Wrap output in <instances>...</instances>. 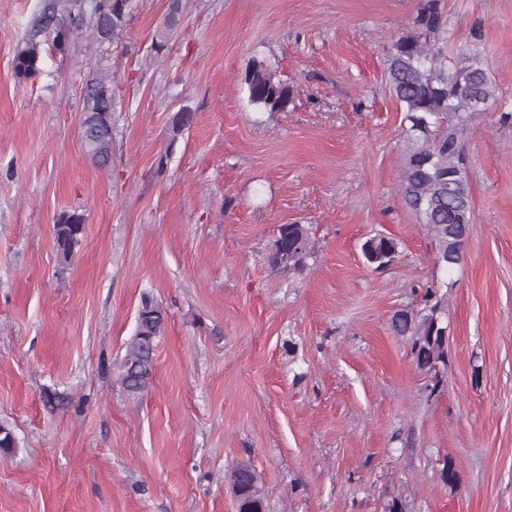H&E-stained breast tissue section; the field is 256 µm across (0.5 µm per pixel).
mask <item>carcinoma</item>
<instances>
[{"instance_id":"cac0c4a2","label":"carcinoma","mask_w":512,"mask_h":512,"mask_svg":"<svg viewBox=\"0 0 512 512\" xmlns=\"http://www.w3.org/2000/svg\"><path fill=\"white\" fill-rule=\"evenodd\" d=\"M175 12L167 14L154 35L163 49L180 24L183 0H175ZM130 16V0L124 11L115 12L113 0H44L35 14L23 44L14 57V72L29 80L40 72L47 40L52 46L84 37L103 44L123 34ZM416 32L398 37L387 54L390 89L404 109L402 132L408 143L401 166L400 186L405 206L431 236L435 263L449 270L461 263L464 241L472 222L471 186L465 167L463 130L469 118L497 100L488 63L479 53L468 52L450 62L440 48L429 43L448 32L440 0H424L414 20ZM242 83L251 104L266 112H281L293 102L292 86L277 77L264 60H254ZM81 144L99 168L112 162V66L99 65L86 83ZM85 233L84 214L65 211L53 224V240L60 263L71 261ZM367 264L374 270L389 267L398 256V243L375 233L362 244ZM313 241L305 224H281L268 255L274 270L301 271L311 258ZM446 294L436 285L425 289L424 305L402 310L391 318L395 335L408 341L413 362L421 371L439 375L446 365ZM165 317L163 310L144 299L135 333L125 343L119 364V379L136 396L147 386L153 364L156 338ZM237 512H267L264 485L258 473L240 463L227 473Z\"/></svg>"}]
</instances>
